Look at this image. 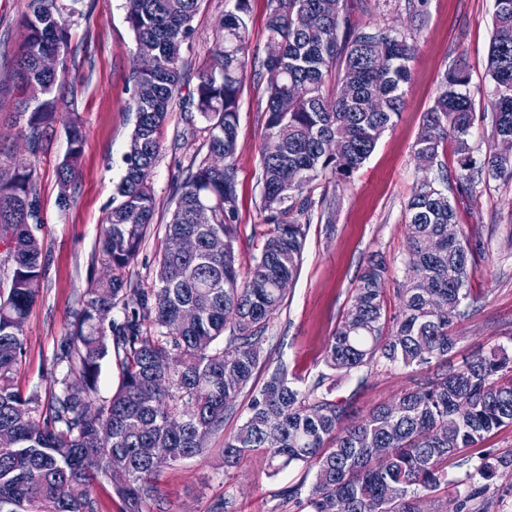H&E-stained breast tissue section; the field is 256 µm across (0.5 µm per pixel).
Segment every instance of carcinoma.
<instances>
[{
	"instance_id": "1",
	"label": "carcinoma",
	"mask_w": 512,
	"mask_h": 512,
	"mask_svg": "<svg viewBox=\"0 0 512 512\" xmlns=\"http://www.w3.org/2000/svg\"><path fill=\"white\" fill-rule=\"evenodd\" d=\"M200 0H126V21L135 35V56L155 60L149 72L134 70L137 120L125 154V171L114 186L100 241L109 270L83 293L70 330L58 344L48 396L25 397L14 385L24 347V325L38 295L44 261L37 232L41 202L34 164L0 158V244L12 262L7 292H0V503L9 512H98L95 485L112 467L126 469L114 485L121 512H146L158 497L156 476L166 462L200 455L211 434L236 410L238 395L259 364L265 333L302 264L314 183L326 172L348 177L359 169L405 103L417 44L404 34L349 23L348 0H268V39L280 55L266 59L268 100L260 148V210L268 230L253 266L241 275L236 253L235 156L238 110L249 56V0L224 13V53L201 74L196 110L205 122L208 156L179 183L175 208L160 253L155 286L134 285L131 265L152 224L149 181L160 149V131L181 83L180 62L191 38ZM58 0H29L22 20L23 49L15 63L21 99L20 134L31 155L41 129L62 109L56 95L67 73L68 20ZM56 55L55 75L39 61ZM492 139L512 137V0H495L488 54ZM459 66L447 73L425 112L415 158L440 165L444 140L457 155V187L469 190L472 172L512 179V156L491 148L474 158L469 139L475 108ZM302 90L283 111L282 100ZM69 149L57 168L58 206L66 208L77 174L84 133L77 117L64 119ZM335 139L339 153L322 144ZM206 204L212 223L198 224ZM406 279L399 289L400 317L384 333L387 264L371 254L342 320L325 352L331 371L349 373L373 365L445 369L402 392L397 403H379L346 425L351 400L331 398L329 375L301 389L287 368L274 367L251 399L237 432L224 442V465L237 467L253 452L266 455L276 472L315 470L306 499L304 483L288 487V501L309 512H423L419 490L449 487L447 464L462 448L512 424V353L499 345L448 365L457 344L455 324L469 315L474 248L458 224L448 183L419 181L407 204ZM199 244L181 254L177 240ZM115 358L122 371L109 398L98 395L101 362ZM389 449L383 465L376 449ZM512 471V453L484 462L490 480ZM65 481L84 495L57 497Z\"/></svg>"
}]
</instances>
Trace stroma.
<instances>
[{
	"mask_svg": "<svg viewBox=\"0 0 512 512\" xmlns=\"http://www.w3.org/2000/svg\"><path fill=\"white\" fill-rule=\"evenodd\" d=\"M74 7L67 46L66 97L85 133L79 174L70 189L68 208L59 209L56 167L68 150L62 123L47 129L33 159L44 223L38 232L46 272L25 326V355L15 379L23 395L45 394L58 341L69 328L89 281L102 277L98 242L112 190L124 174L123 157L136 123L133 71L135 39L125 19V0H61ZM28 0H0V151L25 153L14 124L19 97L13 91L14 59L24 38L20 24ZM230 0H201L195 32L183 51V79L161 135L159 158L151 172L156 207L153 222L132 266L140 287L155 284V271L166 226L175 207V185L191 165L206 158L205 123L191 104L199 76L222 46L219 23ZM494 0H354L351 21L381 26L417 41L412 81L405 107L375 150L350 177L329 173L312 193L314 206L299 274L272 316L260 363L239 394L236 410L210 436L202 455L162 467L156 477L158 499L151 512H304L284 502L288 486L312 483L304 468L273 472L261 455L236 467L224 465V440L248 413L253 395L270 369L285 364L299 386L324 372L327 342L350 304L360 270L373 252L388 266L385 299L398 314L397 290L404 280L407 254L406 206L424 175L414 157L422 115L432 105L443 76L464 64L467 90L476 120L470 145L483 158L492 145V116L484 106L492 85L486 76L493 31ZM267 84L246 77L238 112L236 177L238 213L236 250L241 270L260 252L267 229L259 209L263 184L259 152L265 132ZM471 193L456 195L458 221L465 236H481L485 249L474 257L470 284L476 309L457 328L453 360L502 345L512 349V179L476 175ZM429 374L428 369L363 367L333 374L334 398H352V414L364 416Z\"/></svg>",
	"mask_w": 512,
	"mask_h": 512,
	"instance_id": "stroma-1",
	"label": "stroma"
}]
</instances>
